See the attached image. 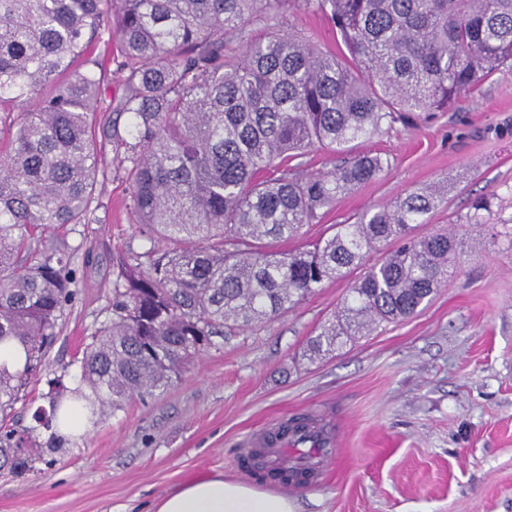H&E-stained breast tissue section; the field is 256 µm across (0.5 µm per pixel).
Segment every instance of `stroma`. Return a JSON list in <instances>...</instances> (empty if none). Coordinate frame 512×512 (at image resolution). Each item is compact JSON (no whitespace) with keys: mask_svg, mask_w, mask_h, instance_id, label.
I'll use <instances>...</instances> for the list:
<instances>
[{"mask_svg":"<svg viewBox=\"0 0 512 512\" xmlns=\"http://www.w3.org/2000/svg\"><path fill=\"white\" fill-rule=\"evenodd\" d=\"M280 28L344 49L327 18L302 9L284 11ZM352 150L387 157L391 167L277 250L301 249L329 225L444 180L447 195L413 233L454 232L464 259L433 299L312 361L308 339L351 280L326 282L296 307L225 337L167 389L131 398L82 436L38 430L45 460L23 475L0 469V512H151L196 478L251 483L243 460L253 441L298 415L333 440L327 468L289 492L299 512H512V73L488 77L430 121L395 123ZM124 152L107 149L93 219L47 232L78 249L77 295L6 419L16 430L48 407L49 379L74 386L85 344L111 315L120 263L148 246L116 164ZM484 197V223H466Z\"/></svg>","mask_w":512,"mask_h":512,"instance_id":"1","label":"stroma"}]
</instances>
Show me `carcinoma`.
Here are the masks:
<instances>
[{
  "mask_svg": "<svg viewBox=\"0 0 512 512\" xmlns=\"http://www.w3.org/2000/svg\"><path fill=\"white\" fill-rule=\"evenodd\" d=\"M287 4L331 20L347 53L279 32ZM258 11L270 35L224 54V34H243ZM99 43L126 72L116 117L102 124L92 105L107 74ZM503 71L512 73V0H0V344L25 352L22 367H0V417L42 366L77 294L74 249L43 234L100 208L108 145H125L119 165L152 245L123 262L112 316L84 347L70 399L93 416L167 388L217 339L360 267L309 338L311 355L414 315L459 260L455 234L412 235L440 186L286 253L273 243L390 163L362 154L302 176L288 166L311 147L343 153L410 112L445 110ZM63 397L51 395L35 423L52 427ZM31 441L1 431L4 463L34 469L44 449Z\"/></svg>",
  "mask_w": 512,
  "mask_h": 512,
  "instance_id": "cac0c4a2",
  "label": "carcinoma"
}]
</instances>
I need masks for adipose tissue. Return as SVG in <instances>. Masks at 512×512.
<instances>
[{
  "mask_svg": "<svg viewBox=\"0 0 512 512\" xmlns=\"http://www.w3.org/2000/svg\"><path fill=\"white\" fill-rule=\"evenodd\" d=\"M152 512H296L292 499L223 475L191 480L161 497Z\"/></svg>",
  "mask_w": 512,
  "mask_h": 512,
  "instance_id": "ef3b65f1",
  "label": "adipose tissue"
}]
</instances>
